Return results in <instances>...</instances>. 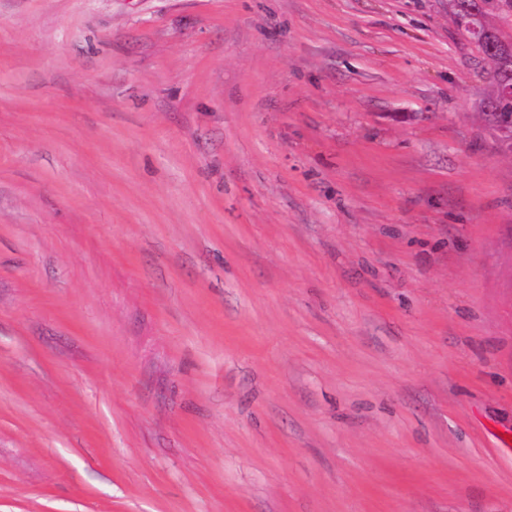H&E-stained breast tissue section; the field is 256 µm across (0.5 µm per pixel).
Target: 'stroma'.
Returning <instances> with one entry per match:
<instances>
[{
	"label": "stroma",
	"mask_w": 512,
	"mask_h": 512,
	"mask_svg": "<svg viewBox=\"0 0 512 512\" xmlns=\"http://www.w3.org/2000/svg\"><path fill=\"white\" fill-rule=\"evenodd\" d=\"M450 0H0V512H512V151Z\"/></svg>",
	"instance_id": "1"
}]
</instances>
